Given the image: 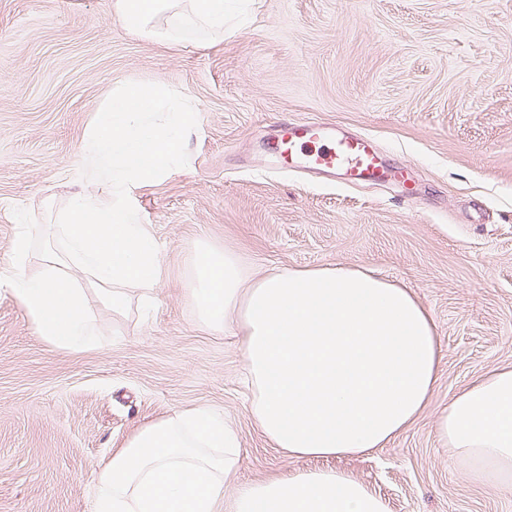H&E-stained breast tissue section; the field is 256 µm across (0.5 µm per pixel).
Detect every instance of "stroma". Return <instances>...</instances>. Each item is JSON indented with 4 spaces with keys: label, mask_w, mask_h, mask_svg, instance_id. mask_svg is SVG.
Returning a JSON list of instances; mask_svg holds the SVG:
<instances>
[{
    "label": "stroma",
    "mask_w": 512,
    "mask_h": 512,
    "mask_svg": "<svg viewBox=\"0 0 512 512\" xmlns=\"http://www.w3.org/2000/svg\"><path fill=\"white\" fill-rule=\"evenodd\" d=\"M113 2L0 0V267L14 208L43 227L78 191L70 171L112 91L159 78L199 114L187 165L135 193L167 275L150 313L95 306L102 341L82 351L45 342L0 290V512H93L98 469L137 426L200 406L237 427L241 481L327 464L390 512H512V490L471 483L435 436L453 391L512 365V0H254L223 35L181 46L132 34ZM284 116L374 135L420 198L264 174L258 138ZM202 241L240 249L257 276L352 265L410 288L445 354L416 423L327 463L272 447L233 338L198 325Z\"/></svg>",
    "instance_id": "obj_1"
}]
</instances>
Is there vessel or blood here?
<instances>
[{
    "instance_id": "obj_1",
    "label": "vessel or blood",
    "mask_w": 512,
    "mask_h": 512,
    "mask_svg": "<svg viewBox=\"0 0 512 512\" xmlns=\"http://www.w3.org/2000/svg\"><path fill=\"white\" fill-rule=\"evenodd\" d=\"M271 170L341 178L348 187L393 183L416 196L414 178L406 171L390 173L380 164L381 147L367 133H343L318 119L281 120L267 138Z\"/></svg>"
}]
</instances>
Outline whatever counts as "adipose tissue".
<instances>
[{"instance_id":"adipose-tissue-1","label":"adipose tissue","mask_w":512,"mask_h":512,"mask_svg":"<svg viewBox=\"0 0 512 512\" xmlns=\"http://www.w3.org/2000/svg\"><path fill=\"white\" fill-rule=\"evenodd\" d=\"M241 0H114L133 34L171 43L194 27L220 33ZM167 17L166 30L154 22ZM190 298L201 328L239 339L250 415L296 458L386 447L423 412L444 354L431 312L371 270L276 269L251 275L229 247L199 243ZM442 447L477 485L512 488V366L471 379L436 421ZM236 429L206 408L151 420L98 471L94 512H389L350 472L299 469L245 485Z\"/></svg>"}]
</instances>
